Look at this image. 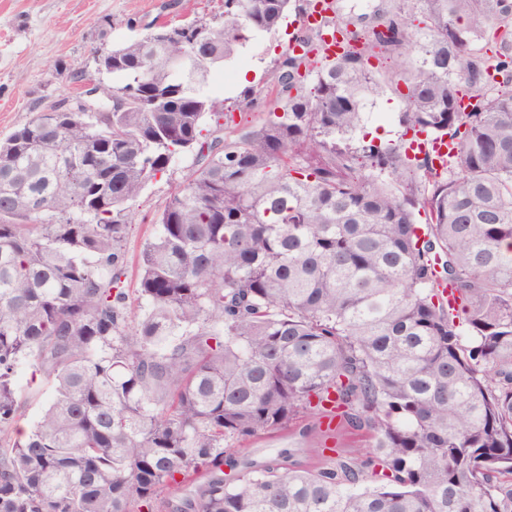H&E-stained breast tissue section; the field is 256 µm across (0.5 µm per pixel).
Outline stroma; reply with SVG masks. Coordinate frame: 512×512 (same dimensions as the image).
<instances>
[{
  "instance_id": "35a3bbf8",
  "label": "stroma",
  "mask_w": 512,
  "mask_h": 512,
  "mask_svg": "<svg viewBox=\"0 0 512 512\" xmlns=\"http://www.w3.org/2000/svg\"><path fill=\"white\" fill-rule=\"evenodd\" d=\"M223 11L224 0H0V138L50 106L75 104L86 80L118 86V78L98 72V48L139 38L152 23L209 20ZM300 24L297 11H290L279 28L249 39L232 60L212 72L205 91L235 122L255 123L265 115L267 103L259 92L270 83ZM250 90L258 94L251 106L244 100ZM402 108L394 88L371 93L365 106L366 132L382 144L399 143L402 129L396 115ZM192 162V155L176 156L133 203L136 222L127 239L132 260L155 234L154 215ZM323 441L317 421L306 418L288 429L237 443L231 452L257 463L271 461L281 451L309 462Z\"/></svg>"
}]
</instances>
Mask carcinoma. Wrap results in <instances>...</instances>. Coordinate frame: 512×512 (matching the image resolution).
Wrapping results in <instances>:
<instances>
[{"mask_svg":"<svg viewBox=\"0 0 512 512\" xmlns=\"http://www.w3.org/2000/svg\"><path fill=\"white\" fill-rule=\"evenodd\" d=\"M292 7L224 0L180 42L102 47L121 105L0 140V512H512V91L477 88L512 57L475 52L512 5L399 0L336 59L303 26L266 117L226 131L211 73ZM381 55L400 126L453 141L448 168L364 133ZM180 153L134 316L131 204ZM24 368L53 393L16 435ZM302 417L369 451L228 454Z\"/></svg>","mask_w":512,"mask_h":512,"instance_id":"1","label":"carcinoma"}]
</instances>
